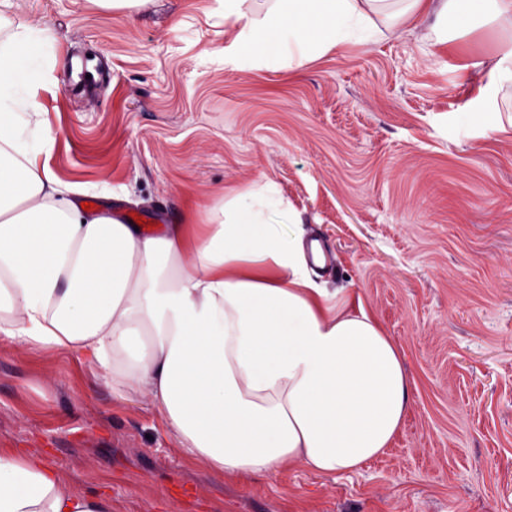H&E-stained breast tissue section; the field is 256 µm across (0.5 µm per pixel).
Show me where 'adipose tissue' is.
I'll return each instance as SVG.
<instances>
[{
    "label": "adipose tissue",
    "mask_w": 512,
    "mask_h": 512,
    "mask_svg": "<svg viewBox=\"0 0 512 512\" xmlns=\"http://www.w3.org/2000/svg\"><path fill=\"white\" fill-rule=\"evenodd\" d=\"M379 2L221 0L236 50L277 70L372 43ZM47 42L0 10V342L70 352L116 396L158 407L218 472L345 473L382 453L406 415L408 377L377 322L339 310L314 279L322 249L305 248L297 212L269 186L158 234L84 211L50 168L54 135L37 118ZM0 512L111 503L0 457Z\"/></svg>",
    "instance_id": "obj_1"
}]
</instances>
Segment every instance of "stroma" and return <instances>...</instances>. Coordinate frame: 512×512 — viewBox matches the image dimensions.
I'll return each instance as SVG.
<instances>
[{
	"mask_svg": "<svg viewBox=\"0 0 512 512\" xmlns=\"http://www.w3.org/2000/svg\"><path fill=\"white\" fill-rule=\"evenodd\" d=\"M48 30V163L95 211L162 228L271 183L328 253L320 271L409 377L386 451L352 473L250 479L182 447L149 401L75 356L0 346V457L53 468L112 512H512V86L488 66L512 21L454 0L373 14L374 44L291 71L231 53L220 0H8ZM465 112H497L486 136Z\"/></svg>",
	"mask_w": 512,
	"mask_h": 512,
	"instance_id": "1",
	"label": "stroma"
}]
</instances>
